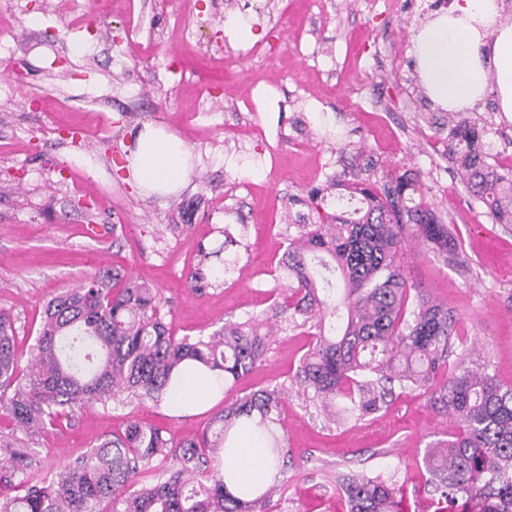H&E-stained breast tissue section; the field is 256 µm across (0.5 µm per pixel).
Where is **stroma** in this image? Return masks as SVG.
Wrapping results in <instances>:
<instances>
[{
  "label": "stroma",
  "instance_id": "1",
  "mask_svg": "<svg viewBox=\"0 0 512 512\" xmlns=\"http://www.w3.org/2000/svg\"><path fill=\"white\" fill-rule=\"evenodd\" d=\"M432 2L0 0V310L14 319L20 359L45 303L107 270L156 288L177 337L262 320L266 352L232 388L289 387L288 465L260 512H348L333 478L349 470L396 481L405 512H433L421 457L455 432L453 419L421 391L399 390L386 411L326 421L291 389L314 338L276 315L289 285L278 269L289 197L357 158L373 163L374 179L411 169L458 249L444 257L411 235L396 262L457 317L455 349L473 350L512 385V224L493 223L470 198L437 132L446 112L417 79L411 39ZM231 15L257 40L231 38ZM467 115L485 130L490 162L512 168V120L494 89ZM148 123L191 150L193 170L176 195L140 194L126 170ZM228 233L242 242L234 271L193 290L199 244ZM223 407L175 416L149 400L72 406L29 440L33 473L60 468L132 421L194 437Z\"/></svg>",
  "mask_w": 512,
  "mask_h": 512
}]
</instances>
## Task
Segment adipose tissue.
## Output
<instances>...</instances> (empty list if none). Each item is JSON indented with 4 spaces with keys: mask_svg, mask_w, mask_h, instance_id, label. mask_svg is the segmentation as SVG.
Masks as SVG:
<instances>
[{
    "mask_svg": "<svg viewBox=\"0 0 512 512\" xmlns=\"http://www.w3.org/2000/svg\"><path fill=\"white\" fill-rule=\"evenodd\" d=\"M411 52L429 98L451 112L472 108L488 85H496L500 110L512 116V19L501 0H452L448 9L428 19L414 33ZM127 168L145 194L171 195L186 183L192 153L164 128L144 125ZM224 395V374L194 361L173 377L164 405L174 415L211 405ZM258 430L239 429L225 450L222 470L228 490L243 499L256 497L276 467L259 446Z\"/></svg>",
    "mask_w": 512,
    "mask_h": 512,
    "instance_id": "adipose-tissue-1",
    "label": "adipose tissue"
}]
</instances>
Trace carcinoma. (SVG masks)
<instances>
[{"label": "carcinoma", "mask_w": 512, "mask_h": 512, "mask_svg": "<svg viewBox=\"0 0 512 512\" xmlns=\"http://www.w3.org/2000/svg\"><path fill=\"white\" fill-rule=\"evenodd\" d=\"M481 129L463 112L448 116V156L472 196L496 224H512V170L500 172L481 150ZM381 186L350 171L351 212L327 211L325 189L311 187L289 204L300 235L288 240L280 269L292 283L277 306L295 327L316 329L296 379L319 412L336 403L359 418L388 406L395 388H418L439 413L457 422L448 438L424 449L422 464L435 512H512V385L460 354L448 370L457 319L426 297L396 265L405 225L446 255L457 240L425 200L410 170H391ZM11 316L0 312V413L27 435L54 425L66 408L107 406L125 398L163 402L187 360L224 373L232 391L266 351L258 325L227 322L208 336H173L153 288L100 272L47 301L20 368ZM283 386L238 395L197 438L174 441L137 422L70 460L50 477L30 478L35 457L14 439L0 440V461L22 476L24 495L0 499V512H252L271 490L245 500L232 495L217 462L246 420L280 461ZM348 512H403L400 489L379 476L336 474Z\"/></svg>", "instance_id": "obj_1"}]
</instances>
